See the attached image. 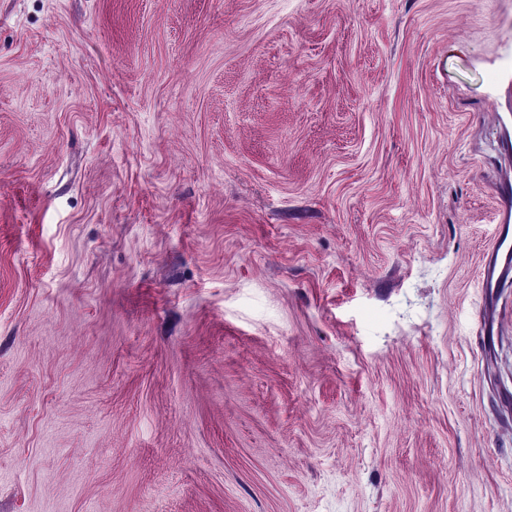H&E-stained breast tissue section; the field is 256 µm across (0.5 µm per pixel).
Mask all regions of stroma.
<instances>
[{"mask_svg": "<svg viewBox=\"0 0 512 512\" xmlns=\"http://www.w3.org/2000/svg\"><path fill=\"white\" fill-rule=\"evenodd\" d=\"M512 0H0V512H512ZM499 256H504L502 268L498 264ZM510 269L512 270V225L499 224L496 242L482 270L484 288H498L501 275Z\"/></svg>", "mask_w": 512, "mask_h": 512, "instance_id": "1", "label": "stroma"}]
</instances>
